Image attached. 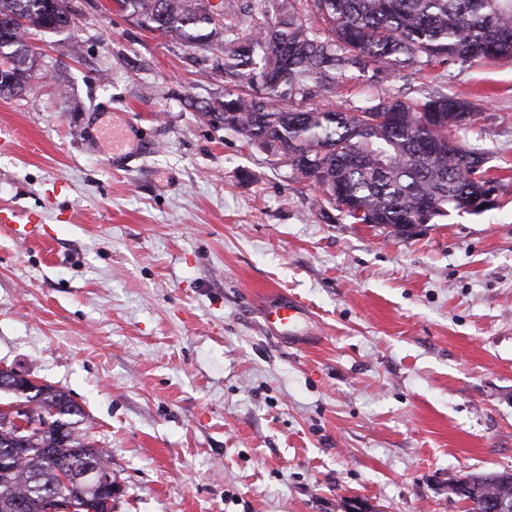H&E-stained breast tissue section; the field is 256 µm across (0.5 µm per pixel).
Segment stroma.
<instances>
[{
	"label": "stroma",
	"instance_id": "stroma-1",
	"mask_svg": "<svg viewBox=\"0 0 512 512\" xmlns=\"http://www.w3.org/2000/svg\"><path fill=\"white\" fill-rule=\"evenodd\" d=\"M36 32L31 89L0 97V367L70 393L112 456L113 512H465V475L512 469V188L408 237L324 217L317 191L207 111L212 46L68 0ZM512 178V62L383 81L314 103L434 87ZM320 332L260 324L273 292ZM260 314L265 334L281 345L302 346L309 343L312 317L296 298L276 293L263 302Z\"/></svg>",
	"mask_w": 512,
	"mask_h": 512
}]
</instances>
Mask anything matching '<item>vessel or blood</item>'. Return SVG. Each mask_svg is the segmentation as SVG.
<instances>
[{
  "instance_id": "vessel-or-blood-1",
  "label": "vessel or blood",
  "mask_w": 512,
  "mask_h": 512,
  "mask_svg": "<svg viewBox=\"0 0 512 512\" xmlns=\"http://www.w3.org/2000/svg\"><path fill=\"white\" fill-rule=\"evenodd\" d=\"M263 330L283 345L302 346L311 336L312 317L296 298L274 294L260 308Z\"/></svg>"
}]
</instances>
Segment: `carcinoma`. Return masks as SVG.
I'll return each mask as SVG.
<instances>
[{"instance_id": "obj_1", "label": "carcinoma", "mask_w": 512, "mask_h": 512, "mask_svg": "<svg viewBox=\"0 0 512 512\" xmlns=\"http://www.w3.org/2000/svg\"><path fill=\"white\" fill-rule=\"evenodd\" d=\"M139 27L172 35L189 47L215 43L224 73L243 85L224 90L208 114L246 143L288 158L297 180L319 191L315 205L353 224L397 229L415 224L422 202L434 220L452 211L497 208L507 185L489 176L486 152L448 135L465 132L476 107L434 88L350 111L312 104L317 88H336L355 67L381 78L432 63L512 62V0H259L247 32L234 36L209 0H115ZM68 0H0V66L10 82L0 96L28 87L34 51L30 30L71 26ZM30 427L21 431L0 408V456L25 448L0 467V512H45L44 494L60 492L59 473L92 484L112 471L103 449L79 428L82 409L70 394L45 385L25 396ZM68 426L67 439L55 423ZM465 512H487L492 499L512 501V470L470 476L457 493Z\"/></svg>"}]
</instances>
